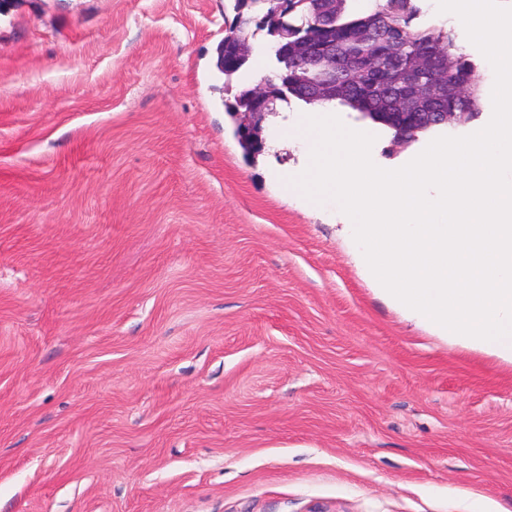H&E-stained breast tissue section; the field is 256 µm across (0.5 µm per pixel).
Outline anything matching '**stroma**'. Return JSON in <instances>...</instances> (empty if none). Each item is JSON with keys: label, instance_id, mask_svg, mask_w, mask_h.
I'll return each instance as SVG.
<instances>
[{"label": "stroma", "instance_id": "1", "mask_svg": "<svg viewBox=\"0 0 512 512\" xmlns=\"http://www.w3.org/2000/svg\"><path fill=\"white\" fill-rule=\"evenodd\" d=\"M233 4L0 13V512H512V364L406 322L348 216L283 190L308 160L278 131L309 105L242 150ZM333 113L382 168L435 138ZM249 18L246 23L242 18ZM252 17L238 13L235 24L226 30L224 35V67L222 64V50L218 51L216 66L229 80L233 74L238 72L248 61L253 49L252 39L255 36L251 31L250 24ZM240 37H247L248 43L241 41Z\"/></svg>", "mask_w": 512, "mask_h": 512}]
</instances>
